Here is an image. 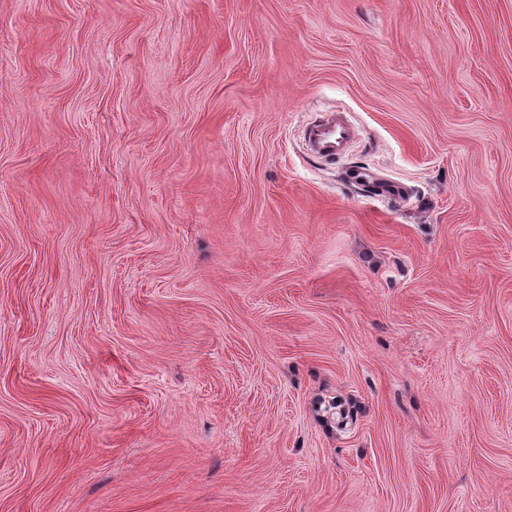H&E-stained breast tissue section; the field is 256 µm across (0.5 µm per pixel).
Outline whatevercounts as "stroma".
<instances>
[{
    "mask_svg": "<svg viewBox=\"0 0 512 512\" xmlns=\"http://www.w3.org/2000/svg\"><path fill=\"white\" fill-rule=\"evenodd\" d=\"M0 512H512V0H0ZM316 155L325 160L341 159L354 136V127L344 113H332L327 119L313 124L307 132Z\"/></svg>",
    "mask_w": 512,
    "mask_h": 512,
    "instance_id": "35a3bbf8",
    "label": "stroma"
}]
</instances>
